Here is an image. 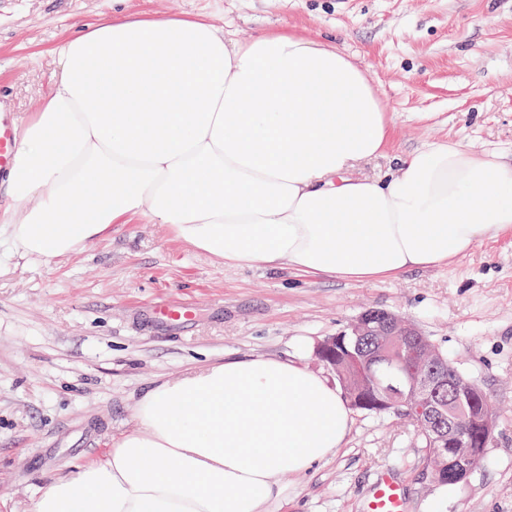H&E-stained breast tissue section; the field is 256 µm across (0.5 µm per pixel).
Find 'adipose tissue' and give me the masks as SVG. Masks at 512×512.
Listing matches in <instances>:
<instances>
[{
	"label": "adipose tissue",
	"mask_w": 512,
	"mask_h": 512,
	"mask_svg": "<svg viewBox=\"0 0 512 512\" xmlns=\"http://www.w3.org/2000/svg\"><path fill=\"white\" fill-rule=\"evenodd\" d=\"M57 56L6 176L23 256H67L145 216L238 266L370 281L512 231V164L497 153L435 143L393 175L355 176L392 119L337 45L115 15ZM135 418L30 512H270L282 477L336 453L351 425L325 377L264 356L162 381Z\"/></svg>",
	"instance_id": "ef3b65f1"
}]
</instances>
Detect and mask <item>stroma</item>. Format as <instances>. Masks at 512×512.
Masks as SVG:
<instances>
[{"mask_svg":"<svg viewBox=\"0 0 512 512\" xmlns=\"http://www.w3.org/2000/svg\"><path fill=\"white\" fill-rule=\"evenodd\" d=\"M113 0H0V111L25 128L56 70V47L111 17ZM125 14L185 17L245 40L288 28L342 48L394 119L383 155L358 177L394 172L432 143L512 162V0H126ZM19 214L0 188V512H28L52 480L74 474L135 429L156 381L214 362L265 355L336 381L317 354L370 309L414 324L497 409L481 463L438 484L415 424L352 411L342 448L283 479L286 512H363L393 469L407 512H512V232L451 263L375 281L284 275L194 250L141 216L66 257L22 256L4 232ZM190 304L159 325L151 308Z\"/></svg>","mask_w":512,"mask_h":512,"instance_id":"1","label":"stroma"}]
</instances>
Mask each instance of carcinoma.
Listing matches in <instances>:
<instances>
[{
    "label": "carcinoma",
    "mask_w": 512,
    "mask_h": 512,
    "mask_svg": "<svg viewBox=\"0 0 512 512\" xmlns=\"http://www.w3.org/2000/svg\"><path fill=\"white\" fill-rule=\"evenodd\" d=\"M384 354L395 361L406 360L405 352L384 336H347L344 346L336 348V372L344 389L350 393L353 406L367 412L394 410L410 418L424 437L429 449L436 480L444 485L466 478V469L478 465L488 447L479 422L478 408L487 401L481 389H476L474 404L460 409L453 391L442 385L432 398L433 415L428 420L419 419L409 410L408 388L399 381V374L388 369L375 374V379L364 381L363 373L370 367L373 356ZM399 392H394L392 387ZM454 417L457 429L468 437L469 447L461 450L448 437V417Z\"/></svg>",
    "instance_id": "obj_1"
}]
</instances>
